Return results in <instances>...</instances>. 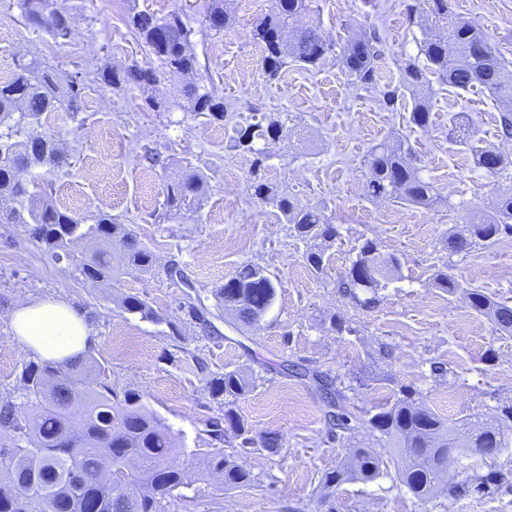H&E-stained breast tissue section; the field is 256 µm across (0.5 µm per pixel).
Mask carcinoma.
Masks as SVG:
<instances>
[{
    "label": "carcinoma",
    "mask_w": 512,
    "mask_h": 512,
    "mask_svg": "<svg viewBox=\"0 0 512 512\" xmlns=\"http://www.w3.org/2000/svg\"><path fill=\"white\" fill-rule=\"evenodd\" d=\"M429 12L417 14L415 5H407L409 20L417 25L434 24L444 29L443 37L421 44L426 64L406 60L397 86L379 88L380 104L393 110L402 91L412 100L411 120L420 128L430 122V107L424 99V87L431 80L460 90L480 86L497 96L512 98V66L494 51L488 33L478 25L453 15L448 0H430ZM22 16L39 27L59 45L72 35L70 18L54 6V0H17ZM309 10V0H279L278 11L257 20L251 30L254 42L262 47V69L266 77L281 78L290 63L315 67L327 55L337 53L344 73L362 87L376 84L375 61L380 57L377 33H361L335 50L314 28H304L288 42L286 28L290 20ZM204 23L217 34L234 23L226 0H210ZM130 24L148 52L159 61V68L136 64L107 67L98 73L104 85L119 88L135 85L154 90L160 77L169 74L184 84L186 112L224 121V97L198 83L197 57L190 49L191 28L178 11L156 17L146 12L130 15ZM84 79L77 72L66 80L37 58L19 56L11 76L0 80V194H8L27 206L28 216L12 209L1 221L28 224L29 234L41 248L59 259L64 257L85 280L116 282L132 268L148 269L154 254L119 224L112 215L99 212L87 218L55 205L50 197L31 199L26 186L16 179L18 170L42 166L53 171L62 166L65 155L54 137L37 131L44 115L51 112L82 111ZM286 132V123L278 113L262 114L260 120L236 130L232 147L245 150L255 158L249 177L252 196L267 199L273 189L261 176L264 161L270 156L267 146ZM470 127L460 115L449 133V141L466 145ZM257 140L264 147L256 148ZM493 149L474 152V164L488 175L509 179L508 167L489 166ZM365 191L373 199H395L401 203L431 207L439 197L431 182L423 179L414 165L411 149L400 144L381 143L369 153ZM165 215L200 209L204 179L196 171L164 186ZM283 221L293 226L304 240L331 241L338 235L324 211L306 207L288 195L276 198ZM467 234L450 233L445 239L448 254L467 252L476 245L492 244L502 234L512 235V186L497 194L491 206L466 222ZM87 245L79 257L70 250L75 241ZM307 264L317 273L324 270V251L318 244L305 252ZM398 259L384 257L375 242L367 240L338 287L352 299L357 291H375L380 280L397 270ZM218 307L231 312L246 326H253L267 314L275 302L277 286L264 268L247 264L214 290ZM470 307L492 318L496 329L512 335V306L509 301L489 294L468 292ZM121 308L143 319H157L147 302L135 294L126 295ZM188 316L203 330L214 332L206 318L202 302L182 304ZM251 386V378L233 370L210 380L215 396L238 398ZM244 435V424L232 407L224 410V419L211 422V437L224 440V422ZM430 409L417 405L406 396L380 407L367 425L388 438L398 454L400 482L418 499L435 494L443 484L444 472L437 464L439 451L450 448H477L480 454L494 457L512 433V406L500 408L495 422L480 428L468 427L465 439L457 434V425ZM182 452L179 441L158 417L147 412L140 396L125 392L118 395L107 381L105 370L94 369L90 356L65 362L31 361L25 364L17 387V396L0 400V512H168L179 502L187 507L195 498L182 493L191 486L187 474L171 464ZM351 464L325 474L324 483L337 487L350 480H375L381 474L379 457L364 448L351 449ZM207 466L227 488L251 482L250 472L237 460L218 449L211 453Z\"/></svg>",
    "instance_id": "carcinoma-1"
}]
</instances>
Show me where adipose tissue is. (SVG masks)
<instances>
[{"mask_svg":"<svg viewBox=\"0 0 512 512\" xmlns=\"http://www.w3.org/2000/svg\"><path fill=\"white\" fill-rule=\"evenodd\" d=\"M10 327L27 352L46 360L73 357L83 352L90 341L84 318L59 299L19 305Z\"/></svg>","mask_w":512,"mask_h":512,"instance_id":"adipose-tissue-1","label":"adipose tissue"}]
</instances>
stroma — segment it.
Returning a JSON list of instances; mask_svg holds the SVG:
<instances>
[{"instance_id": "1", "label": "stroma", "mask_w": 512, "mask_h": 512, "mask_svg": "<svg viewBox=\"0 0 512 512\" xmlns=\"http://www.w3.org/2000/svg\"><path fill=\"white\" fill-rule=\"evenodd\" d=\"M204 2L55 0L72 23L69 42L60 46L26 22L15 0H0V79L22 54L40 57L62 75L107 65L157 66L129 26L128 11L161 17L182 9L193 28L199 73L223 96L228 112L220 124L178 108L157 112L135 86L94 83L81 113L43 117L42 132L59 140L68 163L51 174L28 170L23 180L51 181L54 203L80 215L111 214L154 252L156 263L149 271H128L114 286L95 287L44 251L24 225L0 223V400L15 395L31 358L11 335L12 311L27 301L62 299L84 316L89 353L113 386L140 395L185 446L172 463L195 480L198 496L187 512H512V447L494 458L457 453L448 464L452 486L474 471L506 474L491 492L441 491L418 500L399 481L391 443L366 426L330 436L324 391L289 371L295 364L337 377L343 405L361 418L408 395L443 419L465 417L475 425L493 422L501 406L512 404V336L500 335L466 299L472 290L512 299V236L458 255L444 248L448 233L463 231L467 215L482 212L498 189L493 177L474 167L471 154L493 147L512 157V140L497 134L499 113L512 109V100L480 88L439 86L422 129L411 121L410 103L382 108L333 57L310 70L289 65L280 81L271 82L251 29L256 18L276 11L278 0H229L236 22L220 34L203 23ZM406 2L311 0L298 22L318 27L338 45L378 30L376 79L395 84L404 60L417 56L420 42L433 34L409 23ZM449 3L457 17L483 27L512 63V0ZM257 107L287 115L303 133L273 147L262 173L275 195L265 200L247 189L252 154L229 146L236 129L253 123ZM459 112L474 120L465 146L448 140ZM392 138L412 148L420 175L441 198L434 208L365 194V160L375 144ZM149 152L159 155L160 165L149 166ZM189 168L206 176L201 209L155 222L164 184ZM284 193L322 208L336 226L325 273L307 265L305 242L281 222L275 198ZM368 240L381 254L396 256L399 267L375 295L362 290L352 299L337 283ZM172 260L207 306L215 304L214 289L248 263L277 281L275 302L251 327L219 314L214 323L221 336L210 337L179 306L182 290L164 272ZM442 269L458 282L456 293L434 286L432 276ZM125 294L144 299L156 320L123 311L117 299ZM232 370L255 379L234 405L252 439L248 446L231 429L220 445L208 433L210 421L224 414V400L212 396L208 382ZM269 435L278 436V452L262 446ZM218 445L250 470L249 485L216 488L203 461ZM353 448L381 456L380 476L326 488L325 473Z\"/></svg>"}]
</instances>
